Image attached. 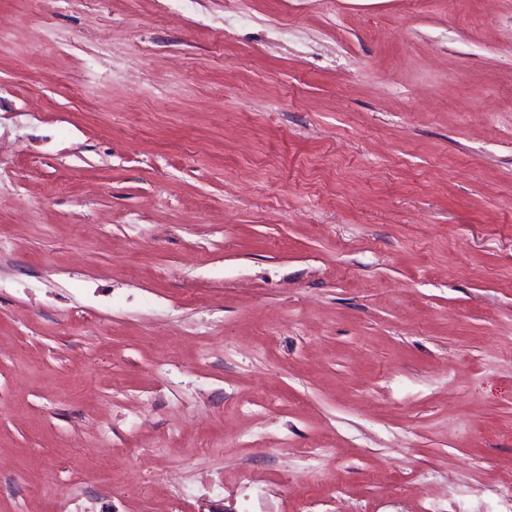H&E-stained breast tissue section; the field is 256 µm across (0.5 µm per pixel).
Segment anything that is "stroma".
I'll return each instance as SVG.
<instances>
[{
  "label": "stroma",
  "instance_id": "stroma-1",
  "mask_svg": "<svg viewBox=\"0 0 512 512\" xmlns=\"http://www.w3.org/2000/svg\"><path fill=\"white\" fill-rule=\"evenodd\" d=\"M511 476L512 0H0V512Z\"/></svg>",
  "mask_w": 512,
  "mask_h": 512
}]
</instances>
